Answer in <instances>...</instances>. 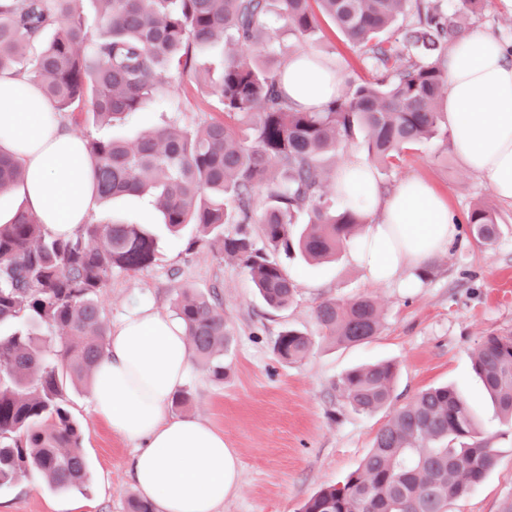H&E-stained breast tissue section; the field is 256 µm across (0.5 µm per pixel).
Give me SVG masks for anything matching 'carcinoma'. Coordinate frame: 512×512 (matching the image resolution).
I'll use <instances>...</instances> for the list:
<instances>
[{"mask_svg":"<svg viewBox=\"0 0 512 512\" xmlns=\"http://www.w3.org/2000/svg\"><path fill=\"white\" fill-rule=\"evenodd\" d=\"M81 0H0V71L35 81L58 115L86 114L114 126L146 111L165 93L164 78L196 69L220 50L224 69L211 85L224 118L144 129L132 141L89 135L85 149L97 199L149 196L172 235L193 226L188 250L219 244L249 274L264 303L283 310L297 284L277 255L321 261L358 244L364 216L334 207L321 157L363 134L369 160L392 168L401 155L438 135L447 85L448 44L459 37V11L448 0H95L97 25ZM295 41L307 42L320 18L358 47L375 71L319 112L294 107L278 86L282 63L267 23L271 12ZM50 40H44L47 32ZM23 178L0 150V193ZM265 245L256 247L251 225ZM475 241L492 249L500 236L493 210L467 215ZM233 230L224 232V226ZM157 238L145 224H83L54 237L25 208L0 224V484L37 473L49 484L85 485L83 431L66 405L67 382H86L109 331L99 295L112 271L140 272L155 260ZM174 315L192 356L224 377L223 299L217 289H175ZM326 339L354 345L382 322L367 296L332 298L315 309ZM44 328V338L36 336ZM295 327L274 341L290 363L310 352ZM472 367L504 418L512 421V334L491 333L473 350ZM395 363L346 372L336 388L349 408L372 414L393 401ZM495 450L475 429L468 402L440 386L394 410L372 449L337 487L310 497L300 512H448L480 485Z\"/></svg>","mask_w":512,"mask_h":512,"instance_id":"obj_1","label":"carcinoma"}]
</instances>
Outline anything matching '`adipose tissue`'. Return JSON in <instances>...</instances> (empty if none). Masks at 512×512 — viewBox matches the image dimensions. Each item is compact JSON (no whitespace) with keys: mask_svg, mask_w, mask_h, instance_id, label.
I'll return each mask as SVG.
<instances>
[{"mask_svg":"<svg viewBox=\"0 0 512 512\" xmlns=\"http://www.w3.org/2000/svg\"><path fill=\"white\" fill-rule=\"evenodd\" d=\"M447 73L450 146L467 172L510 203L512 56L497 36L468 33L455 41ZM281 87L307 112L344 93L338 70L306 50L289 56ZM0 145L20 161V191L47 232L69 237L90 221L94 192L82 137L64 129L35 82L10 72L0 73ZM336 185L348 187L344 202L368 219L350 260L372 282L415 283L459 238L447 198L423 179H405L386 194L369 164L349 156L336 170ZM190 356L180 320L144 303L115 323L93 375L91 409L134 446L135 486L160 512H219L240 487L237 454L223 432L171 410L188 380Z\"/></svg>","mask_w":512,"mask_h":512,"instance_id":"adipose-tissue-1","label":"adipose tissue"}]
</instances>
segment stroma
<instances>
[{
	"label": "stroma",
	"mask_w": 512,
	"mask_h": 512,
	"mask_svg": "<svg viewBox=\"0 0 512 512\" xmlns=\"http://www.w3.org/2000/svg\"><path fill=\"white\" fill-rule=\"evenodd\" d=\"M460 25L462 32L488 31L512 43V13L502 9L501 0H485ZM305 48L334 61L344 82L373 77L369 64L330 21H322ZM222 66V54L213 53L197 72L173 76L161 104L130 116L111 128V135L132 139L145 127L175 118L187 124L222 118L219 99L205 86ZM410 177L429 181L459 217L474 205L492 206L501 228L494 249L482 248L469 230H462L459 243L428 262V276L413 288L371 282L345 251L319 265L285 256L281 262L296 278L298 294L280 311L269 309L245 270L223 254L208 246L186 253L181 240L160 229L161 215L148 199L126 197L107 207L113 219L157 227L159 238L149 268L114 271L103 288L108 324L145 299L171 311L179 286L202 292L215 287L224 299L230 336L224 377L216 379L208 367L192 363L186 385L190 400L175 410L223 431L225 443L236 450L241 489L225 500L221 512H300L317 491L356 469L391 412L357 414L335 385L348 369L379 360L396 363L395 392L401 401L429 387L456 388L497 454L494 469L470 494L453 501L450 512H499L512 498V424L499 415L471 363L473 347L488 333L512 334V204L498 200L485 180L463 169L443 134L408 150L397 166L377 173L376 181L389 192ZM355 295L378 302L382 326L367 343L333 345L324 337L315 307L325 298ZM288 326L313 340L298 363L282 361L273 351L276 337ZM90 391L78 385L66 392L84 430L89 482L59 491L39 476H27L0 487V512H129L128 503L137 495L131 477L134 449L94 415Z\"/></svg>",
	"instance_id": "1"
}]
</instances>
